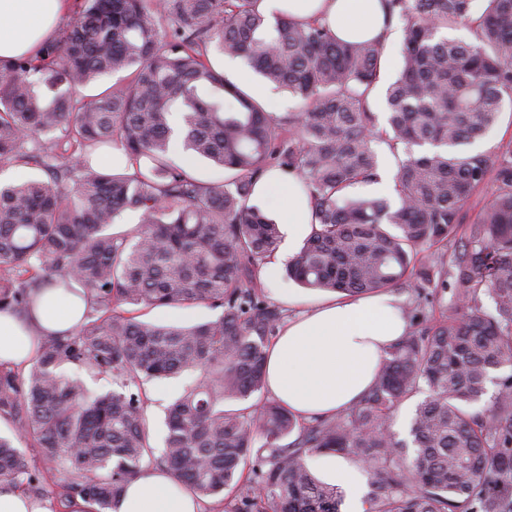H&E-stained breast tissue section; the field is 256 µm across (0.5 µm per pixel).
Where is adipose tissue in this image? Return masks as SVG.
<instances>
[{"mask_svg": "<svg viewBox=\"0 0 512 512\" xmlns=\"http://www.w3.org/2000/svg\"><path fill=\"white\" fill-rule=\"evenodd\" d=\"M264 14L283 11L301 20L326 21L347 41L379 37L385 29L380 0H261ZM65 0H0V69L17 58L34 56L55 38ZM271 209H284L288 243L301 245L311 227V205L297 186L282 187L277 175L255 189ZM84 301L50 290L21 317L0 310V363L24 368L42 336L75 329ZM408 330L401 299L391 293L331 298L288 321L268 355L267 387L274 399L296 414L331 416L359 403L369 390L380 359ZM330 483L341 487L363 512L361 467L342 456L313 463ZM119 512H204L199 500L170 473L145 468L131 480Z\"/></svg>", "mask_w": 512, "mask_h": 512, "instance_id": "obj_1", "label": "adipose tissue"}]
</instances>
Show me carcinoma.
Returning <instances> with one entry per match:
<instances>
[{
  "label": "carcinoma",
  "mask_w": 512,
  "mask_h": 512,
  "mask_svg": "<svg viewBox=\"0 0 512 512\" xmlns=\"http://www.w3.org/2000/svg\"><path fill=\"white\" fill-rule=\"evenodd\" d=\"M471 2L382 0L405 31L382 104L385 41L345 42L286 12L270 25L260 0H84L41 56L0 72V166L45 175L0 183V308L25 314L42 289L74 293V282L88 304L73 333L42 338L28 368L0 365V420L14 427L0 435V485L50 493L24 442L57 476L59 502L80 497L91 512H118L150 464L222 512H341V491L308 466L336 453L368 471L366 512H512V153L492 163L460 150L512 105V0H486L474 41L443 35L471 18ZM212 49L302 110L268 111ZM376 140L396 158L394 195L351 196L380 179ZM107 146L125 164L98 165ZM193 159L224 178L201 180ZM271 171L311 204L289 279L348 297L416 294L403 306L414 329L364 399L333 416L304 420L265 395L288 318L260 280L280 230L251 203ZM492 171L498 189L464 230L460 212ZM126 212L137 222L121 223ZM449 289L454 306L427 319L421 304ZM195 304L218 314L191 326L139 319ZM183 372L194 377L167 409L157 458L146 384ZM85 374L109 388L92 390ZM490 384L489 407L472 410ZM423 390L410 452L390 419Z\"/></svg>",
  "instance_id": "obj_1"
}]
</instances>
